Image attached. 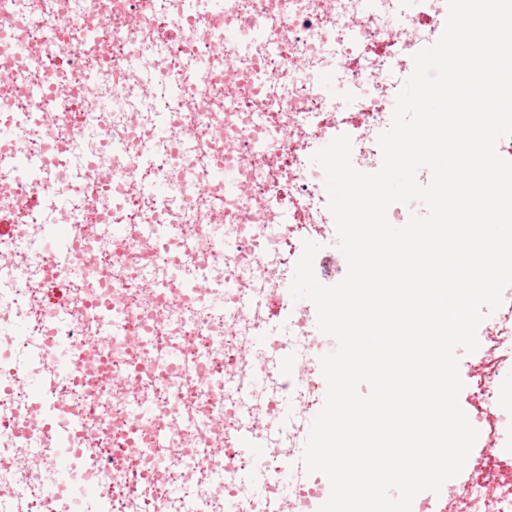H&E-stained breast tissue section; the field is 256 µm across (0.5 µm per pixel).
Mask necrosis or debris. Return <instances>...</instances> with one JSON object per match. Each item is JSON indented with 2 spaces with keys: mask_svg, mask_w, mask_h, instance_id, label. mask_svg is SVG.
Listing matches in <instances>:
<instances>
[{
  "mask_svg": "<svg viewBox=\"0 0 512 512\" xmlns=\"http://www.w3.org/2000/svg\"><path fill=\"white\" fill-rule=\"evenodd\" d=\"M446 0H10L0 12V512H268L239 432L277 473L320 403L316 310L290 284L345 276L317 147L341 134L378 170L379 135L442 34ZM235 32L238 43L224 41ZM207 52L208 72L186 69ZM335 70L353 124L318 91ZM230 173L239 190H200ZM151 178L164 191L134 190ZM66 202L69 223L56 209ZM127 229L124 245L110 233ZM202 249L178 254L182 234ZM224 297L212 306L207 294ZM288 321L273 335L262 306ZM122 331L90 348L92 326ZM467 363L479 442L458 512H512V286ZM298 382L281 392L278 368ZM70 470L54 487L45 472Z\"/></svg>",
  "mask_w": 512,
  "mask_h": 512,
  "instance_id": "necrosis-or-debris-1",
  "label": "necrosis or debris"
}]
</instances>
